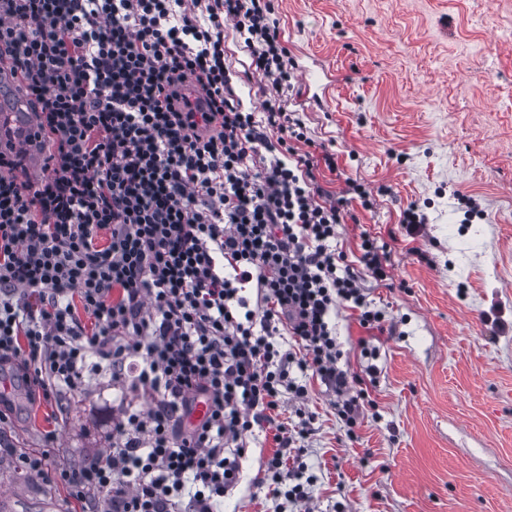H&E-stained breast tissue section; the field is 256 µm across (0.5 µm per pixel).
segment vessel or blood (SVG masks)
I'll return each mask as SVG.
<instances>
[{"label": "vessel or blood", "mask_w": 512, "mask_h": 512, "mask_svg": "<svg viewBox=\"0 0 512 512\" xmlns=\"http://www.w3.org/2000/svg\"><path fill=\"white\" fill-rule=\"evenodd\" d=\"M39 119L13 85L0 83V148L12 149L26 158L30 177L44 172V152L37 146Z\"/></svg>", "instance_id": "1"}]
</instances>
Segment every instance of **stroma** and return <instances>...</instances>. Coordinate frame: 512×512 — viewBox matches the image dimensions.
I'll list each match as a JSON object with an SVG mask.
<instances>
[{"label": "stroma", "instance_id": "stroma-1", "mask_svg": "<svg viewBox=\"0 0 512 512\" xmlns=\"http://www.w3.org/2000/svg\"><path fill=\"white\" fill-rule=\"evenodd\" d=\"M294 63L284 92L338 196L346 179L371 191L352 200L338 246L357 260L362 235L387 243L391 278L364 277L383 331L367 334L349 310L336 318L348 374L368 380L375 405L346 430L319 378L305 402L285 396L278 415L312 414L304 441L309 504L255 489L276 450L256 433L223 512H512V0H274ZM224 58L245 109L260 110L261 77L232 25ZM427 221L408 233L402 215ZM379 357L376 376L358 342ZM0 423V512H81L61 483L19 468L48 450L56 466L102 455L121 405L148 407L110 371L78 396L31 399L10 368ZM54 442H47V434Z\"/></svg>", "mask_w": 512, "mask_h": 512}]
</instances>
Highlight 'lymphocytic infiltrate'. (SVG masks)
I'll list each match as a JSON object with an SVG mask.
<instances>
[{
    "label": "lymphocytic infiltrate",
    "instance_id": "lymphocytic-infiltrate-1",
    "mask_svg": "<svg viewBox=\"0 0 512 512\" xmlns=\"http://www.w3.org/2000/svg\"><path fill=\"white\" fill-rule=\"evenodd\" d=\"M274 13L273 0H0V66L51 144L35 183L0 151V363L56 402L133 360L150 399L80 467L20 456L83 512H218L247 434L270 425L265 477L309 501L311 421L276 424L284 395L305 399L296 377L316 374L349 428L370 403L338 365L335 316L382 329L361 276L386 280L388 254L367 237L358 264L338 251L347 200L322 204L299 118L277 96L246 111L224 60L229 22L254 71L290 87Z\"/></svg>",
    "mask_w": 512,
    "mask_h": 512
}]
</instances>
